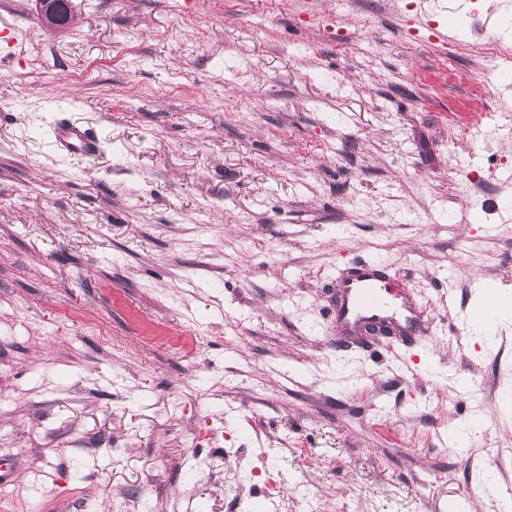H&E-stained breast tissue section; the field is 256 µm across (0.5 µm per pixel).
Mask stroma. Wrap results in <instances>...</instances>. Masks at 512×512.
Returning a JSON list of instances; mask_svg holds the SVG:
<instances>
[{"instance_id": "35a3bbf8", "label": "stroma", "mask_w": 512, "mask_h": 512, "mask_svg": "<svg viewBox=\"0 0 512 512\" xmlns=\"http://www.w3.org/2000/svg\"><path fill=\"white\" fill-rule=\"evenodd\" d=\"M451 3L0 0V512L512 501V333L466 323L512 290V0ZM362 259L424 341L337 339ZM40 5V19L42 23L54 30L68 25L71 14L66 0H38ZM56 142L69 152L78 155H90L97 149L96 142L81 127L74 124H62L55 130Z\"/></svg>"}]
</instances>
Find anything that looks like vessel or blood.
Wrapping results in <instances>:
<instances>
[{"label":"vessel or blood","mask_w":512,"mask_h":512,"mask_svg":"<svg viewBox=\"0 0 512 512\" xmlns=\"http://www.w3.org/2000/svg\"><path fill=\"white\" fill-rule=\"evenodd\" d=\"M55 139L69 152L89 155L97 145L74 124L56 128ZM336 328L346 333L377 325L394 329L405 344L417 343L429 332L422 304L405 290L400 277L389 274L382 264L363 262L336 280Z\"/></svg>","instance_id":"1"}]
</instances>
